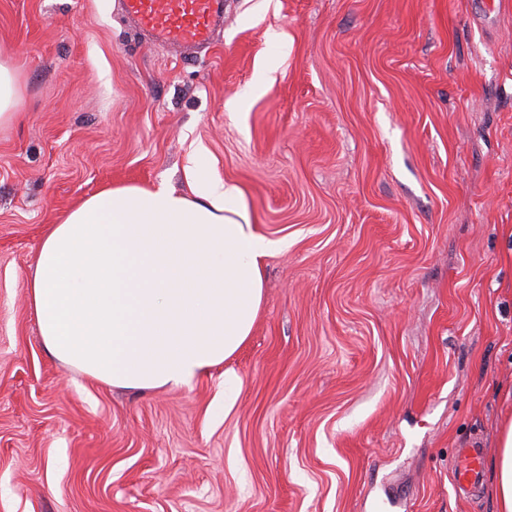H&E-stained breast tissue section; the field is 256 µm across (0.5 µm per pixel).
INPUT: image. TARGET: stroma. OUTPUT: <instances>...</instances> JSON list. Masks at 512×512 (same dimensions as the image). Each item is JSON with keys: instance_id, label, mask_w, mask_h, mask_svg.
Here are the masks:
<instances>
[{"instance_id": "stroma-1", "label": "stroma", "mask_w": 512, "mask_h": 512, "mask_svg": "<svg viewBox=\"0 0 512 512\" xmlns=\"http://www.w3.org/2000/svg\"><path fill=\"white\" fill-rule=\"evenodd\" d=\"M477 2L226 0L177 54L120 0H0V512H496L450 468L512 411V0ZM199 145L283 244L253 333L181 388L94 381L30 307L45 229L186 191ZM21 67L12 60L1 58L0 48V125L15 121L23 102L20 83Z\"/></svg>"}]
</instances>
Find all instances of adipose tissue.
Returning <instances> with one entry per match:
<instances>
[{
  "instance_id": "1",
  "label": "adipose tissue",
  "mask_w": 512,
  "mask_h": 512,
  "mask_svg": "<svg viewBox=\"0 0 512 512\" xmlns=\"http://www.w3.org/2000/svg\"><path fill=\"white\" fill-rule=\"evenodd\" d=\"M21 67L0 59V125L23 102ZM187 192L108 186L50 225L29 302L47 350L94 380L127 390L180 387L232 357L264 300L260 233L245 194L210 175L202 152L183 168ZM497 512H512V415L489 461Z\"/></svg>"
}]
</instances>
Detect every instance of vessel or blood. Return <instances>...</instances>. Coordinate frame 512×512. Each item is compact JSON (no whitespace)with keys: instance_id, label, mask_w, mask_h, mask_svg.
I'll return each mask as SVG.
<instances>
[{"instance_id":"vessel-or-blood-1","label":"vessel or blood","mask_w":512,"mask_h":512,"mask_svg":"<svg viewBox=\"0 0 512 512\" xmlns=\"http://www.w3.org/2000/svg\"><path fill=\"white\" fill-rule=\"evenodd\" d=\"M125 14L157 42L191 49L210 44L224 22V0H122ZM484 451L478 446L455 449L452 478L457 489L476 488L483 479Z\"/></svg>"}]
</instances>
